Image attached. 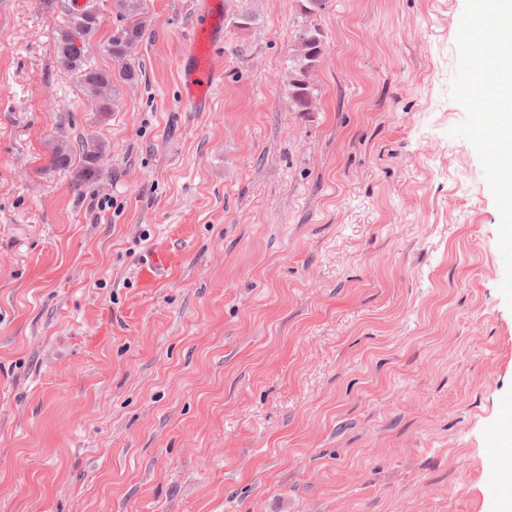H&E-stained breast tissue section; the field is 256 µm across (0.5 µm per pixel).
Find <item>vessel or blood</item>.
Wrapping results in <instances>:
<instances>
[{"label": "vessel or blood", "mask_w": 512, "mask_h": 512, "mask_svg": "<svg viewBox=\"0 0 512 512\" xmlns=\"http://www.w3.org/2000/svg\"><path fill=\"white\" fill-rule=\"evenodd\" d=\"M196 9L201 23L184 45L180 87L183 100L194 111L208 112L213 107L216 80L214 47L224 36V0H198ZM181 263V253L171 248L149 251L137 268L139 286L157 287L164 274Z\"/></svg>", "instance_id": "obj_1"}]
</instances>
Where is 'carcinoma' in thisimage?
<instances>
[{
  "mask_svg": "<svg viewBox=\"0 0 512 512\" xmlns=\"http://www.w3.org/2000/svg\"><path fill=\"white\" fill-rule=\"evenodd\" d=\"M120 9L123 24L112 31V35L103 44L104 51L118 60L131 57L143 31L145 7L143 0H116ZM98 18L90 17L88 10L79 13L69 12L65 17L64 26L58 31L57 63L64 70L75 75L81 90L91 102L106 112L112 103V74L100 70L92 59L75 48L74 37L92 36L98 29ZM324 35L321 29L313 24H303L295 34V44L288 56V99L297 112L311 111L315 98L316 84L312 80L324 53ZM102 147L91 142L81 144L80 155H75L67 145L57 146L49 158L50 166L56 169L69 170L74 184L81 186L90 182L97 172V162Z\"/></svg>",
  "mask_w": 512,
  "mask_h": 512,
  "instance_id": "1",
  "label": "carcinoma"
}]
</instances>
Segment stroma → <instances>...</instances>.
<instances>
[{"instance_id":"1","label":"stroma","mask_w":512,"mask_h":512,"mask_svg":"<svg viewBox=\"0 0 512 512\" xmlns=\"http://www.w3.org/2000/svg\"><path fill=\"white\" fill-rule=\"evenodd\" d=\"M69 4L0 0V512H500L512 307L449 134L465 0H224L209 112L180 91L196 0H144L107 112L57 63ZM90 134L77 187L49 158ZM157 246L184 261L140 288ZM324 35L313 24H302L295 34V44L288 56V99L297 112L311 111L316 94L312 80L324 53Z\"/></svg>"}]
</instances>
